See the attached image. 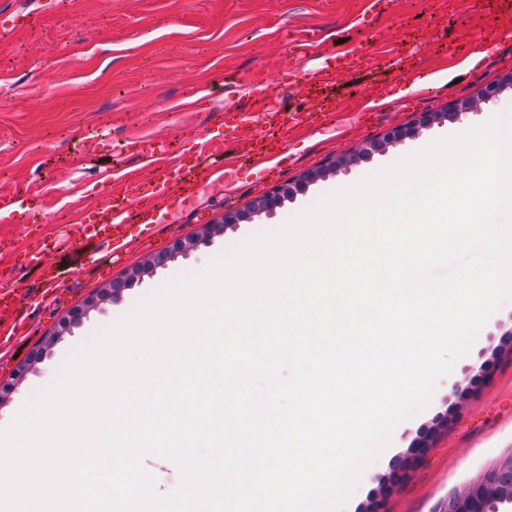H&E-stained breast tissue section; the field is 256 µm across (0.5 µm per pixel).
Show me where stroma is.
<instances>
[{
	"instance_id": "1",
	"label": "stroma",
	"mask_w": 512,
	"mask_h": 512,
	"mask_svg": "<svg viewBox=\"0 0 512 512\" xmlns=\"http://www.w3.org/2000/svg\"><path fill=\"white\" fill-rule=\"evenodd\" d=\"M40 0H0V9H26L37 17L24 31L0 35V191L20 195L24 207L0 211V287L25 288L26 327L0 356V383L14 389L0 404V418L21 400L44 389L51 370H64L89 331L103 332L123 319L172 276L199 272L208 259L227 255L250 237L287 224L325 195L413 152L424 140L447 133L441 120L418 135L350 167L333 168L366 142L394 126H412L422 112H444L512 71V43L497 48L459 74L457 82L419 92L406 79L381 71L342 76L336 93L350 105L332 126L302 131L284 144L280 165L240 166L232 184L213 179L212 168L234 150L224 138V108L245 100L244 78L262 69L276 73L273 97L290 110L300 104L293 81L333 63L336 54L394 47L409 27L432 31L435 40L415 56L427 75L444 61L464 57L466 43L490 37L493 19L473 4L439 17L433 0H380L375 25L359 20L370 0H63L40 10ZM317 41L304 59L290 57L291 42L308 33ZM391 92L392 105L371 106ZM187 100L193 110L182 109ZM156 136L181 151L206 148L194 210L169 199L159 226L149 234L128 224L123 260L112 247L90 242L78 252L47 257L57 274L47 287L39 270L25 268L26 249L46 233H60L80 220L86 206L103 202L101 172L143 161L125 148L130 134ZM327 168L325 177L302 183L304 174ZM293 196L271 212L256 213L253 201L284 186ZM228 215L239 216L225 224ZM188 248L149 270L115 298H101L112 280L168 250ZM98 304L69 330L60 325L90 298ZM430 437L426 461L390 495L381 487L419 439ZM512 456V300L504 302L480 331L471 355L440 379L429 406L398 424L392 441L369 466L344 512H438L449 497L483 479Z\"/></svg>"
}]
</instances>
